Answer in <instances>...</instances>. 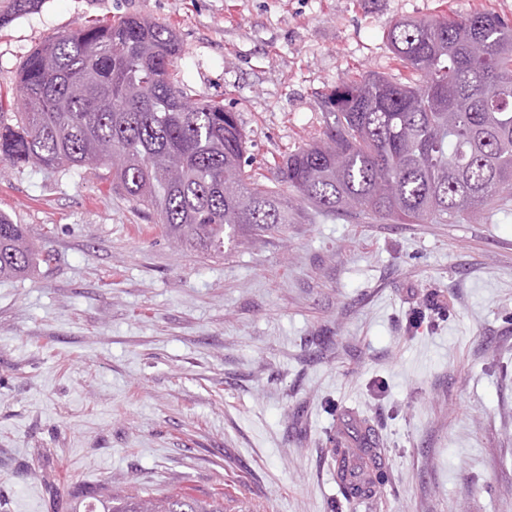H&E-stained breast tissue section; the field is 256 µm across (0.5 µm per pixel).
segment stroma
I'll return each instance as SVG.
<instances>
[{"mask_svg": "<svg viewBox=\"0 0 512 512\" xmlns=\"http://www.w3.org/2000/svg\"><path fill=\"white\" fill-rule=\"evenodd\" d=\"M512 0H42L0 28V107L27 55L89 20L170 27L180 87L237 113L252 166L311 142L336 84L407 82L399 20ZM0 212L54 255L0 281V512L106 494L224 512H512V199L395 224L288 198L220 253L168 236L105 167L0 163ZM374 429L387 486L345 501L326 440Z\"/></svg>", "mask_w": 512, "mask_h": 512, "instance_id": "1", "label": "stroma"}]
</instances>
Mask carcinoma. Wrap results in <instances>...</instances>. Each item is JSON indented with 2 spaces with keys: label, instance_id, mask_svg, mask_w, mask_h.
<instances>
[{
  "label": "carcinoma",
  "instance_id": "carcinoma-1",
  "mask_svg": "<svg viewBox=\"0 0 512 512\" xmlns=\"http://www.w3.org/2000/svg\"><path fill=\"white\" fill-rule=\"evenodd\" d=\"M42 0H5L0 27ZM387 39L406 83L367 73L331 89L333 121L265 181L245 168L237 113L192 101L173 72V30L134 15L87 22L36 47L19 73V112L0 107V162L79 177L102 148L112 184L167 232L219 251L242 230L288 223L284 191L332 215L457 224L512 193V21L474 12L399 21ZM51 260L0 213V279ZM348 500L386 483L376 447L333 441ZM92 512H223L182 493L108 497Z\"/></svg>",
  "mask_w": 512,
  "mask_h": 512
}]
</instances>
